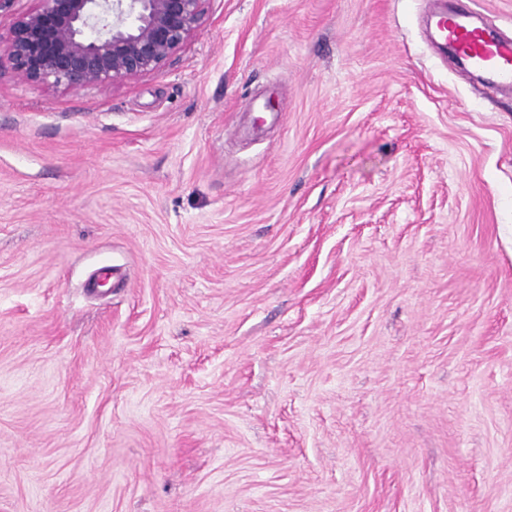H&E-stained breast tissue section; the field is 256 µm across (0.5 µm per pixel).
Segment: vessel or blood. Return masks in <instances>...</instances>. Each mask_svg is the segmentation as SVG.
<instances>
[{
    "label": "vessel or blood",
    "mask_w": 512,
    "mask_h": 512,
    "mask_svg": "<svg viewBox=\"0 0 512 512\" xmlns=\"http://www.w3.org/2000/svg\"><path fill=\"white\" fill-rule=\"evenodd\" d=\"M436 38L463 64L481 76L485 87L512 92V37L472 22L468 10L454 8L434 17Z\"/></svg>",
    "instance_id": "b4317fda"
}]
</instances>
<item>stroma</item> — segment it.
Wrapping results in <instances>:
<instances>
[{
	"instance_id": "stroma-1",
	"label": "stroma",
	"mask_w": 512,
	"mask_h": 512,
	"mask_svg": "<svg viewBox=\"0 0 512 512\" xmlns=\"http://www.w3.org/2000/svg\"><path fill=\"white\" fill-rule=\"evenodd\" d=\"M440 4L208 0L105 89L0 60V512H512V94Z\"/></svg>"
}]
</instances>
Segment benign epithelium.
I'll return each instance as SVG.
<instances>
[{"label":"benign epithelium","instance_id":"1","mask_svg":"<svg viewBox=\"0 0 512 512\" xmlns=\"http://www.w3.org/2000/svg\"><path fill=\"white\" fill-rule=\"evenodd\" d=\"M207 0H35L0 51L25 80L106 88L160 70L200 29Z\"/></svg>","mask_w":512,"mask_h":512}]
</instances>
